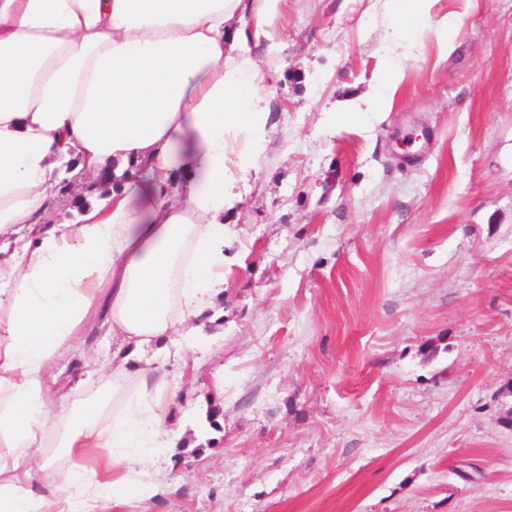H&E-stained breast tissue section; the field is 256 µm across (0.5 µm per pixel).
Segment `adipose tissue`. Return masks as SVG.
Here are the masks:
<instances>
[{"mask_svg":"<svg viewBox=\"0 0 512 512\" xmlns=\"http://www.w3.org/2000/svg\"><path fill=\"white\" fill-rule=\"evenodd\" d=\"M282 2L0 0V512H108L142 493L160 403L119 399L118 373L70 399L58 362L93 328L132 350L187 335L223 293L224 211L262 160L257 51ZM394 3L396 46L431 0ZM72 158L88 203L59 224L51 173ZM89 448L132 467L104 482Z\"/></svg>","mask_w":512,"mask_h":512,"instance_id":"1","label":"adipose tissue"}]
</instances>
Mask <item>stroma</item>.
<instances>
[{
	"label": "stroma",
	"mask_w": 512,
	"mask_h": 512,
	"mask_svg": "<svg viewBox=\"0 0 512 512\" xmlns=\"http://www.w3.org/2000/svg\"><path fill=\"white\" fill-rule=\"evenodd\" d=\"M384 12L286 0L224 294L187 355L122 363L167 446L152 493L111 512H512V0H434L386 113L358 121ZM119 345L87 337L75 398Z\"/></svg>",
	"instance_id": "obj_1"
}]
</instances>
